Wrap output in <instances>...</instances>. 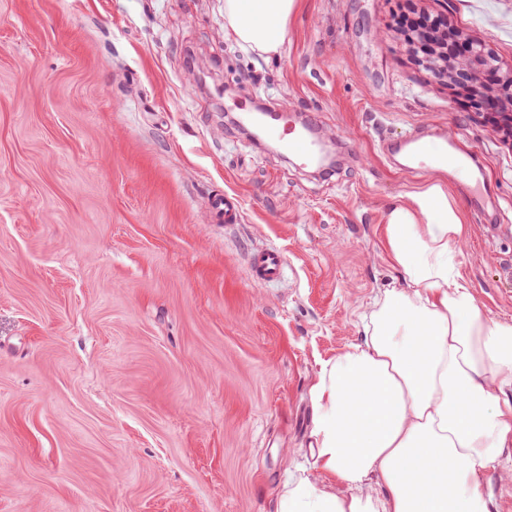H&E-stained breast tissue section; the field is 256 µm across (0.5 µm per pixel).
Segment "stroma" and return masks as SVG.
I'll list each match as a JSON object with an SVG mask.
<instances>
[{"mask_svg": "<svg viewBox=\"0 0 512 512\" xmlns=\"http://www.w3.org/2000/svg\"><path fill=\"white\" fill-rule=\"evenodd\" d=\"M423 11L512 63V0H299L268 59L224 0H0V512H276L321 361L401 280L387 209L428 176L381 146L411 129L482 168L495 219L448 184L456 260L512 322V137L412 54ZM241 99L311 117L340 168L252 142ZM285 267V259L276 249H268L258 254L251 265L252 276L262 281L279 278Z\"/></svg>", "mask_w": 512, "mask_h": 512, "instance_id": "stroma-1", "label": "stroma"}]
</instances>
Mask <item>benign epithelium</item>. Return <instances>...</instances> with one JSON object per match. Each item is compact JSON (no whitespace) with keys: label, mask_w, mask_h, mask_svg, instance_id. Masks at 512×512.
<instances>
[{"label":"benign epithelium","mask_w":512,"mask_h":512,"mask_svg":"<svg viewBox=\"0 0 512 512\" xmlns=\"http://www.w3.org/2000/svg\"><path fill=\"white\" fill-rule=\"evenodd\" d=\"M407 35L434 76L465 88L475 102L490 110L512 106V64L490 58L471 40L449 36L447 18L427 13L415 17Z\"/></svg>","instance_id":"1"}]
</instances>
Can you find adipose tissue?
Returning a JSON list of instances; mask_svg holds the SVG:
<instances>
[{"label":"adipose tissue","instance_id":"ef3b65f1","mask_svg":"<svg viewBox=\"0 0 512 512\" xmlns=\"http://www.w3.org/2000/svg\"><path fill=\"white\" fill-rule=\"evenodd\" d=\"M297 6L224 0V33L277 55ZM384 235L402 281L312 388L326 480L288 478L277 512H498L487 476L512 447V322L484 316L462 276L465 228L439 180L391 203Z\"/></svg>","mask_w":512,"mask_h":512}]
</instances>
